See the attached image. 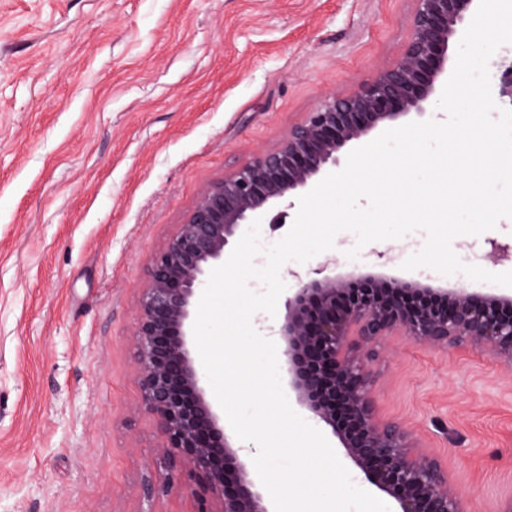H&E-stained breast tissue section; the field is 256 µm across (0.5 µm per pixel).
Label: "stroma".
<instances>
[{
  "mask_svg": "<svg viewBox=\"0 0 512 512\" xmlns=\"http://www.w3.org/2000/svg\"><path fill=\"white\" fill-rule=\"evenodd\" d=\"M416 0H0V512H194L192 481L143 411L133 330L140 290L209 182L276 147L325 98L402 55ZM424 232L356 247L293 285L380 270L489 290L402 258ZM512 219L456 238L487 271ZM379 422L435 458L465 512L512 501V373L487 349L397 333L373 344Z\"/></svg>",
  "mask_w": 512,
  "mask_h": 512,
  "instance_id": "35a3bbf8",
  "label": "stroma"
}]
</instances>
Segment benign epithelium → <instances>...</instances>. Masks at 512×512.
<instances>
[{
	"instance_id": "benign-epithelium-1",
	"label": "benign epithelium",
	"mask_w": 512,
	"mask_h": 512,
	"mask_svg": "<svg viewBox=\"0 0 512 512\" xmlns=\"http://www.w3.org/2000/svg\"><path fill=\"white\" fill-rule=\"evenodd\" d=\"M416 2L395 64L353 93L326 98L277 147L208 183L151 260L134 330L137 378L161 448L194 478L197 512H270L192 356L197 291L242 225L335 168L348 143L423 115L437 101L448 80V43L479 0ZM492 66L495 95L512 104V55ZM395 331L433 346L489 348L511 372L512 294L477 295L373 271L298 276L277 328L296 401L331 427L395 512H463L438 462L418 453L403 427L376 419L368 346Z\"/></svg>"
}]
</instances>
